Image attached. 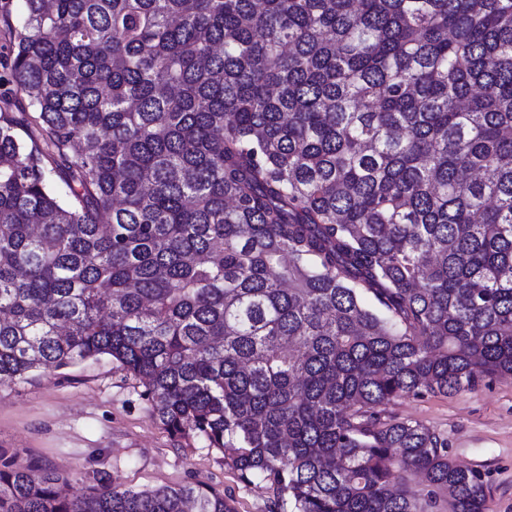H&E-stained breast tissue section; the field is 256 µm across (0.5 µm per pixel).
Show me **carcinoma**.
Wrapping results in <instances>:
<instances>
[{"mask_svg": "<svg viewBox=\"0 0 512 512\" xmlns=\"http://www.w3.org/2000/svg\"><path fill=\"white\" fill-rule=\"evenodd\" d=\"M0 387L107 356L279 512H487L389 405L512 374V0H25ZM0 453V512H231Z\"/></svg>", "mask_w": 512, "mask_h": 512, "instance_id": "carcinoma-1", "label": "carcinoma"}]
</instances>
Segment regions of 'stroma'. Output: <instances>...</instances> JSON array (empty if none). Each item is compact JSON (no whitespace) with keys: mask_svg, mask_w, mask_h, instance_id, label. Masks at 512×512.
Here are the masks:
<instances>
[{"mask_svg":"<svg viewBox=\"0 0 512 512\" xmlns=\"http://www.w3.org/2000/svg\"><path fill=\"white\" fill-rule=\"evenodd\" d=\"M143 392L106 357L39 371L31 383L0 388V450L67 475L74 495L104 476L135 490L203 485L223 494L232 512H270L267 483L243 484L200 436H172ZM388 411L431 428L455 462L484 473L488 512H512V375L456 394L402 399Z\"/></svg>","mask_w":512,"mask_h":512,"instance_id":"stroma-1","label":"stroma"}]
</instances>
